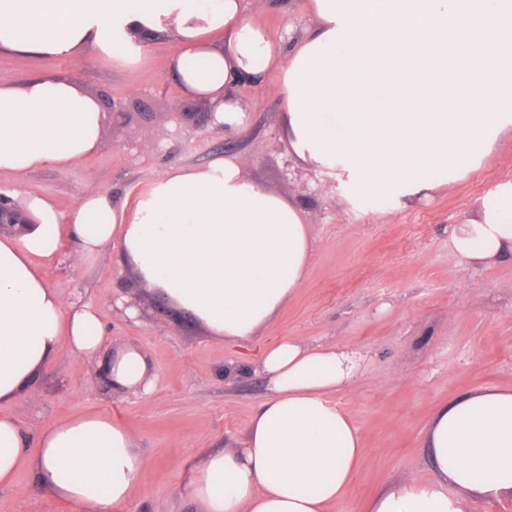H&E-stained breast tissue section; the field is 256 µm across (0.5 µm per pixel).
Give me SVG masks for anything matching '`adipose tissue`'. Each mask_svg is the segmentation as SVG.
<instances>
[{"mask_svg":"<svg viewBox=\"0 0 512 512\" xmlns=\"http://www.w3.org/2000/svg\"><path fill=\"white\" fill-rule=\"evenodd\" d=\"M313 28L280 45L244 0H0V52L50 58L94 46L141 63L146 41L173 36L183 94L225 134L246 110L235 91L281 97L289 153L353 210L397 208L467 180L512 137V0H306ZM103 112L77 79L0 76V171L73 166L101 147ZM33 223L0 234V404L31 386L61 345L97 362L113 391L146 395L152 363L137 344L106 350L92 303L64 301L43 264L63 239L76 260L117 245L141 280L224 343L251 345L304 283L313 259L298 199L247 179L234 157L156 178L133 206L88 191L70 209L31 195ZM463 269L512 261V181L453 225ZM364 353L283 338L254 360L264 377L233 450L201 456L189 493L203 512H328L365 453L359 427L331 397L351 389ZM424 446L434 477L407 478L361 512H464L459 491L512 497V387L440 406ZM73 512H129L145 466L133 430L106 414L60 420L29 435L0 415V484L21 465Z\"/></svg>","mask_w":512,"mask_h":512,"instance_id":"adipose-tissue-1","label":"adipose tissue"}]
</instances>
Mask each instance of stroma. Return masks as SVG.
<instances>
[{"label":"stroma","instance_id":"obj_1","mask_svg":"<svg viewBox=\"0 0 512 512\" xmlns=\"http://www.w3.org/2000/svg\"><path fill=\"white\" fill-rule=\"evenodd\" d=\"M256 20L273 35L303 34L313 20L302 0H266ZM143 63L128 68L95 49L60 59L0 53V75L24 81L47 75L76 78L104 112L99 151L63 170L19 176L0 172V193L22 201L37 193L71 208L86 192L111 194L133 205L161 174L236 155L244 175L309 212L314 256L302 288L263 330V343L284 337L330 340L367 355L351 390L333 402L358 425L367 451L346 495L329 512L358 506L404 478L432 479L425 431L435 408L482 388L512 386V262L463 270L448 246V231L475 202L512 180V139L501 141L466 181L412 206L389 212L347 209L310 167L292 159L279 99L260 88L240 89L248 121L235 135L186 121L205 111L183 96L169 70L176 39L149 40ZM77 243L65 240L45 276L64 300L92 301L110 342L136 341L149 355L157 384L146 396L116 394L96 363L61 346L34 384L0 412L28 433L82 413L111 416L136 432L146 459L131 512H202L188 492L200 456L238 438L266 395L261 375L228 378L232 347L180 309L157 301L117 247L72 263ZM135 300L145 311L131 323L112 298ZM0 512H72L21 467L0 486Z\"/></svg>","mask_w":512,"mask_h":512}]
</instances>
